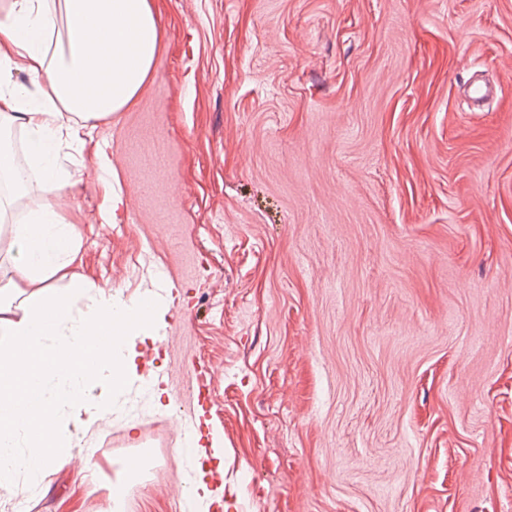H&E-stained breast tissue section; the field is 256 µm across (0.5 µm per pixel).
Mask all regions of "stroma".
<instances>
[{"label":"stroma","instance_id":"stroma-1","mask_svg":"<svg viewBox=\"0 0 512 512\" xmlns=\"http://www.w3.org/2000/svg\"><path fill=\"white\" fill-rule=\"evenodd\" d=\"M150 2L153 67L61 214L76 274L173 285L137 360L162 394L28 512H106L141 454L125 512H184L191 436L221 512H512V0Z\"/></svg>","mask_w":512,"mask_h":512}]
</instances>
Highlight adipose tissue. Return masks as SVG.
I'll return each mask as SVG.
<instances>
[{
  "label": "adipose tissue",
  "instance_id": "1",
  "mask_svg": "<svg viewBox=\"0 0 512 512\" xmlns=\"http://www.w3.org/2000/svg\"><path fill=\"white\" fill-rule=\"evenodd\" d=\"M157 43L148 0H8L0 8V128L26 133V167L0 147V176L30 177L58 192L73 185L62 153L80 152L93 122L121 111L147 78ZM45 80L33 94L12 75ZM0 273V487H49L63 449L85 447L69 419L111 417L135 376L137 346L164 320L162 292L144 299L76 279L79 236L54 200L10 225ZM34 290H25V283ZM105 391L94 402L92 385Z\"/></svg>",
  "mask_w": 512,
  "mask_h": 512
}]
</instances>
